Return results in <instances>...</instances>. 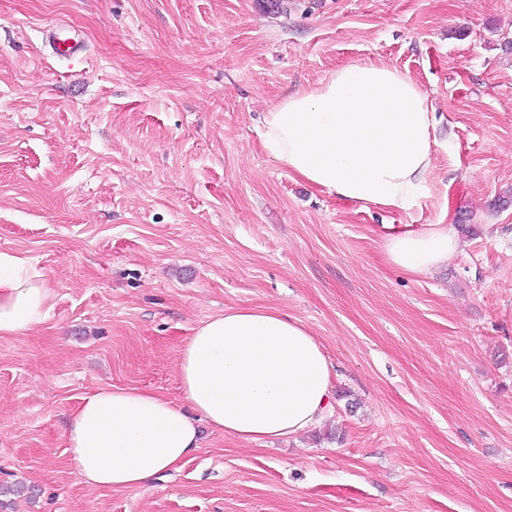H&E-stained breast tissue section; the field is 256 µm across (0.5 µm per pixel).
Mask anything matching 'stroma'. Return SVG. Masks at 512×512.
<instances>
[{"label": "stroma", "mask_w": 512, "mask_h": 512, "mask_svg": "<svg viewBox=\"0 0 512 512\" xmlns=\"http://www.w3.org/2000/svg\"><path fill=\"white\" fill-rule=\"evenodd\" d=\"M0 0V250L49 314L0 338V512H512V0ZM84 39L73 62L47 30ZM406 73L436 114L409 211L329 195L262 144L265 112L338 67ZM447 224L412 276L380 244ZM276 308L332 365L306 432L201 424L146 487L79 483L64 427L86 394L176 400L209 317Z\"/></svg>", "instance_id": "1"}]
</instances>
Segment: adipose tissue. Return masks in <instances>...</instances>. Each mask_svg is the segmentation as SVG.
<instances>
[{
	"label": "adipose tissue",
	"mask_w": 512,
	"mask_h": 512,
	"mask_svg": "<svg viewBox=\"0 0 512 512\" xmlns=\"http://www.w3.org/2000/svg\"><path fill=\"white\" fill-rule=\"evenodd\" d=\"M263 146L280 166L343 200L409 210L427 190L434 114L420 87L381 62L341 66L318 88L288 95L263 117ZM460 240L444 224L388 235L386 260L415 275L446 264ZM51 290L27 257L0 251V338L46 321ZM179 400L105 386L66 423L78 482L143 488L199 446V422L241 440L299 435L330 411L331 364L300 320L272 308H230L178 350Z\"/></svg>",
	"instance_id": "1"
}]
</instances>
